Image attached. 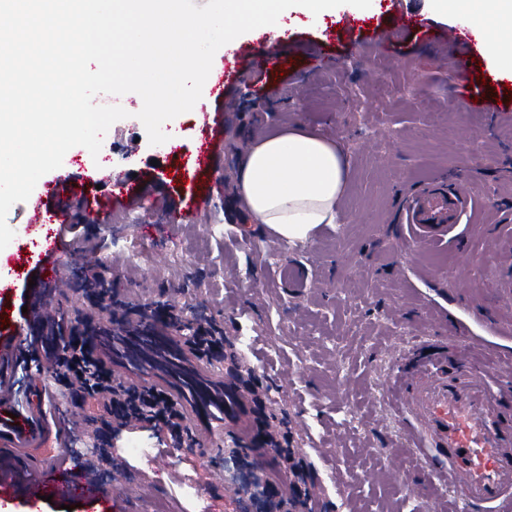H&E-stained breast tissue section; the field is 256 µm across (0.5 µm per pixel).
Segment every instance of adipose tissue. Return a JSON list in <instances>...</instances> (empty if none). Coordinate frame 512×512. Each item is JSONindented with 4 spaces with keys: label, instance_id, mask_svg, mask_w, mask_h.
Returning a JSON list of instances; mask_svg holds the SVG:
<instances>
[{
    "label": "adipose tissue",
    "instance_id": "adipose-tissue-1",
    "mask_svg": "<svg viewBox=\"0 0 512 512\" xmlns=\"http://www.w3.org/2000/svg\"><path fill=\"white\" fill-rule=\"evenodd\" d=\"M429 10L461 14L486 37L512 41V0H425ZM351 162L335 141L289 126L250 141L235 174L249 223L290 243L309 241L342 219Z\"/></svg>",
    "mask_w": 512,
    "mask_h": 512
}]
</instances>
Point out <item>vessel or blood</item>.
<instances>
[{
	"mask_svg": "<svg viewBox=\"0 0 512 512\" xmlns=\"http://www.w3.org/2000/svg\"><path fill=\"white\" fill-rule=\"evenodd\" d=\"M288 38L269 32L264 45L238 46V57L255 58L261 71H280L286 63ZM215 116L201 109L194 151L186 153L183 178L194 181L197 174L212 163L215 140ZM110 184L111 195L81 196L66 178L45 182L42 199L29 217L33 224L65 226L71 220L67 198L82 197L90 211H102L110 204L128 206L141 198L139 185L129 178L111 174L101 177ZM471 201L462 183L443 180L431 182L408 195L402 202L404 223L414 229L415 240L436 242L449 235ZM33 269L37 280L30 290L31 306L25 316L35 326L45 316L46 288L62 279L66 251L60 234H53L41 250ZM405 411L416 424L408 437V448L417 452L422 469L438 485L460 490L469 512H483L486 504L512 500V416L502 409L503 386L489 373L475 371L468 352H460L451 361L432 358L417 364L398 383ZM8 405H0V416L7 426L0 430V440L15 449H29L43 439L42 422L36 414L9 417ZM185 413L206 440L223 432L217 425L209 403L197 396H187ZM31 499L66 494L73 498L98 500L110 512L112 495L106 489L87 483L81 475L45 458L37 473L21 482Z\"/></svg>",
	"mask_w": 512,
	"mask_h": 512,
	"instance_id": "1",
	"label": "vessel or blood"
}]
</instances>
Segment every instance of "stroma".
Here are the masks:
<instances>
[{"label": "stroma", "instance_id": "obj_1", "mask_svg": "<svg viewBox=\"0 0 512 512\" xmlns=\"http://www.w3.org/2000/svg\"><path fill=\"white\" fill-rule=\"evenodd\" d=\"M406 14L420 26L379 47L376 33ZM452 32L467 38L464 55L449 51ZM289 42L283 73L256 77V59H242L245 83L213 102L214 168L191 196L168 174V148L149 145L136 117L141 98L127 94L129 116L111 126L105 150L148 194L139 208L87 215V243L64 273L95 270L125 308L167 303L185 321L203 315L223 327L238 355L219 364L224 382L263 394L283 447L307 464L305 485L284 492L280 512H442L443 492L405 447L411 423L389 389L410 353L428 350H469L512 385V90L467 21L424 10L423 0H371L365 22L301 24ZM462 70L478 106L456 101ZM284 124L336 140L352 162L342 223L296 245L246 223L234 194L246 142ZM435 179L469 183L471 209L451 239L416 248L399 202ZM30 207L15 203L7 215L21 236L0 261L12 271L43 235L28 222ZM172 210L180 222L170 223ZM27 288L20 279L0 288L1 343L30 338L20 317ZM74 299L69 285L57 286L53 318L38 330V370L0 365L16 385L10 405L43 414L61 440L56 456L109 490L112 512H255L245 480L277 483L275 456L242 442L235 424L215 442L184 432L161 450L144 432L117 452L98 401L45 395ZM489 320L502 335H485Z\"/></svg>", "mask_w": 512, "mask_h": 512}]
</instances>
